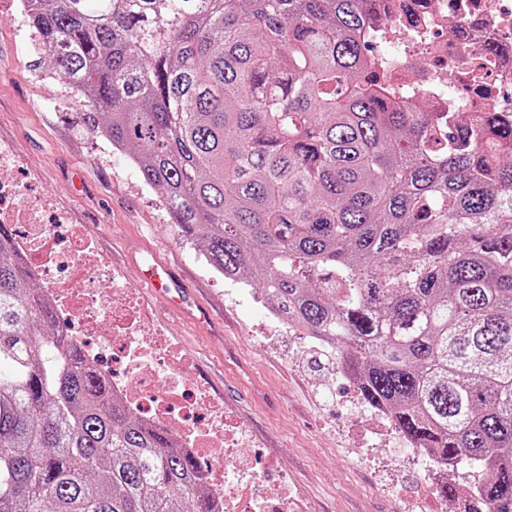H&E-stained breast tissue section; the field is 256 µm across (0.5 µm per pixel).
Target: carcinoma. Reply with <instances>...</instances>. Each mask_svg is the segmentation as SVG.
<instances>
[{"mask_svg":"<svg viewBox=\"0 0 512 512\" xmlns=\"http://www.w3.org/2000/svg\"><path fill=\"white\" fill-rule=\"evenodd\" d=\"M379 0H34L85 120L207 265L336 351L364 403L512 512V112L399 100ZM0 512H214L194 457L112 398L0 224Z\"/></svg>","mask_w":512,"mask_h":512,"instance_id":"obj_1","label":"carcinoma"}]
</instances>
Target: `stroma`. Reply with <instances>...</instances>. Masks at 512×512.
<instances>
[{
	"label": "stroma",
	"mask_w": 512,
	"mask_h": 512,
	"mask_svg": "<svg viewBox=\"0 0 512 512\" xmlns=\"http://www.w3.org/2000/svg\"><path fill=\"white\" fill-rule=\"evenodd\" d=\"M33 43L18 0H0V139L13 141L28 163L21 205L50 197L131 285L149 250L181 273L212 309L213 324L197 327L149 296L141 301L190 356L194 377L248 426L256 466L277 459L307 512H456L435 491L432 462L412 454L337 375L335 353L283 332L253 303V287L205 267L199 245L182 238L160 193L85 123L87 104L52 74Z\"/></svg>",
	"instance_id": "35a3bbf8"
}]
</instances>
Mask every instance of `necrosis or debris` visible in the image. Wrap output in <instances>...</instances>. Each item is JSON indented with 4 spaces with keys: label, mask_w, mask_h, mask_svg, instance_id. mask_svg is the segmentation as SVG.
Returning <instances> with one entry per match:
<instances>
[{
    "label": "necrosis or debris",
    "mask_w": 512,
    "mask_h": 512,
    "mask_svg": "<svg viewBox=\"0 0 512 512\" xmlns=\"http://www.w3.org/2000/svg\"><path fill=\"white\" fill-rule=\"evenodd\" d=\"M375 27L384 33L377 50L388 61L385 78L410 100H424L431 112H512V0H381ZM489 44L500 45V53L486 54ZM21 163L15 146H0V224L14 226L16 251L54 310L81 322L86 357L123 363V373L108 377L114 396L153 426L181 429L218 512H300L287 472L274 461L257 469L245 450L247 427L192 378L162 324L138 311L125 274L78 244L69 214L47 198L14 209L23 187L7 173ZM86 266L111 282L109 292L63 288L62 271ZM103 323L112 326L104 345L89 337Z\"/></svg>",
    "instance_id": "4bbe7bcc"
}]
</instances>
